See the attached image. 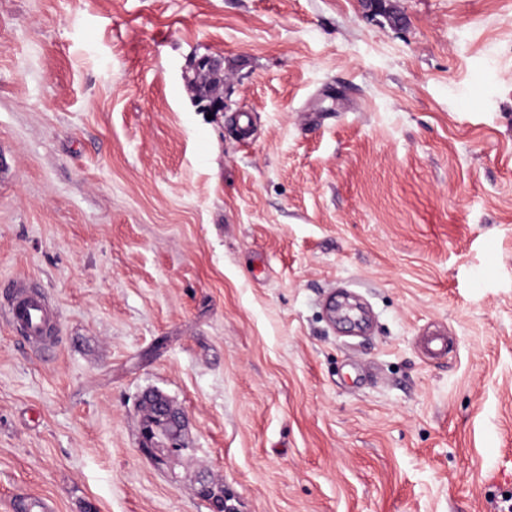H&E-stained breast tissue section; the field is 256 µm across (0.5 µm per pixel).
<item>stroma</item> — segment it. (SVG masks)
I'll list each match as a JSON object with an SVG mask.
<instances>
[{
    "label": "stroma",
    "instance_id": "obj_1",
    "mask_svg": "<svg viewBox=\"0 0 512 512\" xmlns=\"http://www.w3.org/2000/svg\"><path fill=\"white\" fill-rule=\"evenodd\" d=\"M386 4L0 0V295L54 312L43 352L0 318V512H214L204 479L238 512H497L512 0ZM149 389L189 420L160 468ZM421 347L429 358H438L448 354V336L441 331H431L421 338Z\"/></svg>",
    "mask_w": 512,
    "mask_h": 512
}]
</instances>
